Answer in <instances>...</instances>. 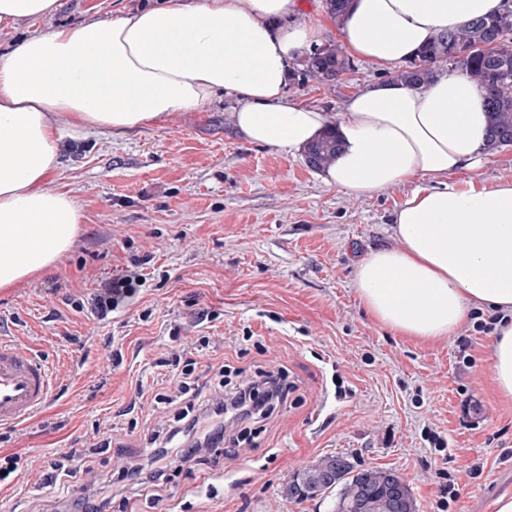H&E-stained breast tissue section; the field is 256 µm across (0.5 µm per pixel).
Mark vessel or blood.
I'll use <instances>...</instances> for the list:
<instances>
[{
	"label": "vessel or blood",
	"instance_id": "vessel-or-blood-1",
	"mask_svg": "<svg viewBox=\"0 0 512 512\" xmlns=\"http://www.w3.org/2000/svg\"><path fill=\"white\" fill-rule=\"evenodd\" d=\"M55 385L37 352L0 336V426L18 428L34 420L49 403Z\"/></svg>",
	"mask_w": 512,
	"mask_h": 512
}]
</instances>
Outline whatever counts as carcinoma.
Returning a JSON list of instances; mask_svg holds the SVG:
<instances>
[{
    "mask_svg": "<svg viewBox=\"0 0 512 512\" xmlns=\"http://www.w3.org/2000/svg\"><path fill=\"white\" fill-rule=\"evenodd\" d=\"M512 11L492 18H475L456 30L436 36L416 59L395 71L398 78L416 85L427 84L436 76L437 66L457 52L468 57L460 66L485 91L489 117V148L512 146ZM497 43L487 53L483 46ZM352 69V63L334 42L313 48L305 56L300 74L335 82ZM336 133L329 129L305 149L306 163L315 169L330 165L340 151ZM336 493V512H415L407 485L387 469L355 471L343 456H328L297 472L287 487L288 496L302 503Z\"/></svg>",
    "mask_w": 512,
    "mask_h": 512,
    "instance_id": "1",
    "label": "carcinoma"
}]
</instances>
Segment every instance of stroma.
I'll return each mask as SVG.
<instances>
[{"instance_id": "1", "label": "stroma", "mask_w": 512, "mask_h": 512, "mask_svg": "<svg viewBox=\"0 0 512 512\" xmlns=\"http://www.w3.org/2000/svg\"><path fill=\"white\" fill-rule=\"evenodd\" d=\"M152 2L58 0L43 20L0 24V54L50 28ZM391 74L357 59L333 83L292 76L285 93L336 113ZM233 108L220 93L204 109L135 130L61 141L45 186L80 203L77 242L56 269L0 290V332L37 350L56 377L33 424L0 429V453L18 454L25 472L0 490V512L80 496L84 466L105 474L145 459L153 397L174 383L159 361L203 336L204 361L248 372L285 366L298 397L265 422L256 446L178 475L159 504L129 491L134 512H333L334 497L299 503L285 487L336 454L403 477L417 512H439L449 479L458 491L449 512H494L492 489L512 490V404L491 395V334L465 321L432 344L395 335L369 318L352 286L363 256L398 247L390 226L410 185L368 196L326 186L303 153L244 141ZM135 258L145 277L135 302L100 317L99 288ZM97 428L112 446L91 456L84 445ZM65 454L76 468L69 477L53 469Z\"/></svg>"}]
</instances>
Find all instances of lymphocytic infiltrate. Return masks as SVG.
I'll use <instances>...</instances> for the list:
<instances>
[{"label":"lymphocytic infiltrate","instance_id":"1","mask_svg":"<svg viewBox=\"0 0 512 512\" xmlns=\"http://www.w3.org/2000/svg\"><path fill=\"white\" fill-rule=\"evenodd\" d=\"M199 367L197 359L185 358L178 381L182 405L162 417L146 440L151 468L133 461L118 471L117 480L125 488L151 493L167 472H179L192 464H209L224 443L225 425L239 426L238 440L249 439L251 424L268 420L297 390L287 368L282 366L256 369L251 376L232 384L227 381L228 370L220 367L215 377L226 393L217 397L207 394L198 384Z\"/></svg>","mask_w":512,"mask_h":512}]
</instances>
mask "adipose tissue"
<instances>
[{
	"instance_id": "ef3b65f1",
	"label": "adipose tissue",
	"mask_w": 512,
	"mask_h": 512,
	"mask_svg": "<svg viewBox=\"0 0 512 512\" xmlns=\"http://www.w3.org/2000/svg\"><path fill=\"white\" fill-rule=\"evenodd\" d=\"M294 7L166 0L54 28L0 56V289L52 269L77 239L80 204L44 186L62 138L135 129L203 109L221 92L234 98L235 126L254 144L295 153L335 129L344 147L321 176L326 186L366 196L412 184L392 226L400 248L370 251L352 286L374 321L421 341L448 335L471 311L499 315L494 384L512 400V178L443 183L487 155L483 90L457 71L422 88L377 82L336 113L287 100L289 62L322 34L274 28ZM509 8L512 0H353L340 29L353 55L395 66L437 34Z\"/></svg>"
}]
</instances>
